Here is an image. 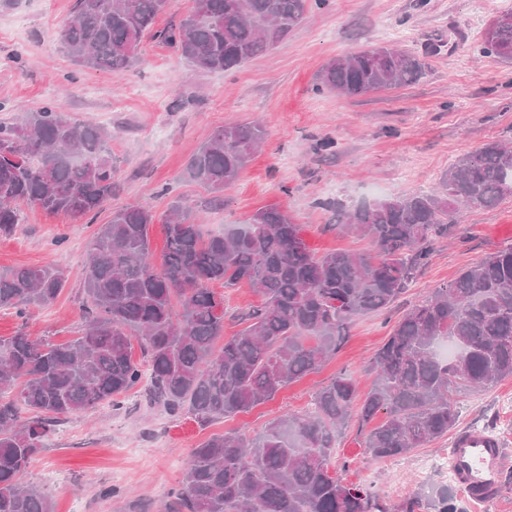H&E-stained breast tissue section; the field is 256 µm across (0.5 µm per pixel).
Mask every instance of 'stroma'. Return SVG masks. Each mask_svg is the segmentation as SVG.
Wrapping results in <instances>:
<instances>
[{
    "mask_svg": "<svg viewBox=\"0 0 512 512\" xmlns=\"http://www.w3.org/2000/svg\"><path fill=\"white\" fill-rule=\"evenodd\" d=\"M72 0L0 2V120L51 104L72 121L107 130L117 164L112 197L81 219L22 204L23 222L0 237V267L56 266L66 285L55 303L25 315L0 310V339L16 333L76 339L84 329L82 269L99 225L113 210L141 203L156 216L151 255L161 266L164 222L173 201L193 209L203 235L242 224L258 210L287 211L315 255L373 252L371 241L336 224L337 210L353 211L381 199L433 192L448 167L491 141L512 144V64L484 54L490 19L512 10V0H329L273 49L232 72L194 70L171 47L144 37L143 61L120 75L82 69L58 41ZM375 45L398 46L421 57L417 82L358 98L315 85L330 60ZM257 123L267 132L224 204L183 178L186 164L214 130ZM333 141L332 151L322 144ZM512 245V197L497 206L464 209L446 237L436 239L429 263L397 302L377 315L359 316L336 355L250 412L200 425L141 405L130 393L122 407L107 405L70 416L23 476L52 500L55 512H162L182 482L197 444L213 434H260L287 413L302 415L315 393L337 375L367 391L370 363L394 323L484 255ZM261 295L243 285L224 292V335L243 328L241 316ZM512 398V377L489 391L457 396V430L492 431L512 455V424L500 408ZM453 437L410 454L371 459L357 419L339 433L332 462L345 482L376 491L385 503L412 492L423 500L441 491L463 512H512V488L476 507L460 484H446L418 462L453 448ZM115 488L103 497L105 488Z\"/></svg>",
    "mask_w": 512,
    "mask_h": 512,
    "instance_id": "1",
    "label": "stroma"
}]
</instances>
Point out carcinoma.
<instances>
[{"instance_id": "1", "label": "carcinoma", "mask_w": 512, "mask_h": 512, "mask_svg": "<svg viewBox=\"0 0 512 512\" xmlns=\"http://www.w3.org/2000/svg\"><path fill=\"white\" fill-rule=\"evenodd\" d=\"M166 0H73L58 38L82 68L120 75L142 61L145 35L174 47L199 71H233L283 40L326 0H193L178 22L153 30ZM486 53L512 62V10L493 17ZM425 63L381 46L330 61L316 90L354 98L417 81ZM111 135L46 105L0 122V236L14 233L20 201L83 218L112 198ZM264 140L259 124L226 126L192 154L185 178L219 204ZM439 193H413L342 213L338 223L369 238L373 254L315 256L278 208L205 239L189 208H172L167 252L150 262L151 209L133 204L99 226L83 268L87 328L67 344L18 334L0 339V512H54L48 496L21 477L69 416L123 405L140 388L143 404L200 423L249 411L336 354L346 324L387 309L425 266L430 244L448 235L450 205L493 207L512 196V148L490 142L444 172ZM249 285L263 297L246 327L224 334V294ZM55 268H0V310L22 315L65 288ZM138 339L147 371L134 362ZM450 338L456 356L435 347ZM361 401L337 376L314 409L285 415L249 440L213 434L193 449L164 512H460L442 493L426 505L407 496L387 507L332 471L336 432L358 410L372 459L404 455L452 430L455 396L512 377V246L490 253L437 287L394 326L371 363ZM383 415L374 423L377 415Z\"/></svg>"}]
</instances>
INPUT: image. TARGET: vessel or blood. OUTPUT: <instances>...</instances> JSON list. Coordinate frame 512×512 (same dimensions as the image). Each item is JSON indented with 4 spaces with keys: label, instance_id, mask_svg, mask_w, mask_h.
I'll return each instance as SVG.
<instances>
[{
    "label": "vessel or blood",
    "instance_id": "b4317fda",
    "mask_svg": "<svg viewBox=\"0 0 512 512\" xmlns=\"http://www.w3.org/2000/svg\"><path fill=\"white\" fill-rule=\"evenodd\" d=\"M458 481L466 494L478 504L497 498L505 470L512 468L503 443L479 431H463L454 443Z\"/></svg>",
    "mask_w": 512,
    "mask_h": 512
}]
</instances>
